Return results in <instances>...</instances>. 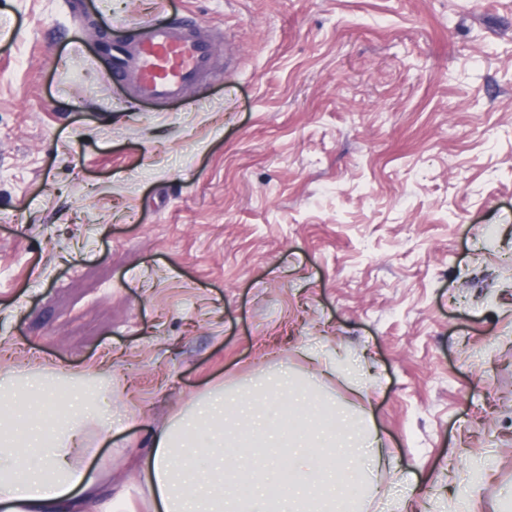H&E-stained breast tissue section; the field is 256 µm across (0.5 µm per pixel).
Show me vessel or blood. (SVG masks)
<instances>
[{
  "instance_id": "obj_1",
  "label": "vessel or blood",
  "mask_w": 512,
  "mask_h": 512,
  "mask_svg": "<svg viewBox=\"0 0 512 512\" xmlns=\"http://www.w3.org/2000/svg\"><path fill=\"white\" fill-rule=\"evenodd\" d=\"M213 61L211 39L184 17L145 22L138 37L112 42L113 80L141 99L184 97L210 71Z\"/></svg>"
}]
</instances>
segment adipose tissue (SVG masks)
Returning <instances> with one entry per match:
<instances>
[{
  "mask_svg": "<svg viewBox=\"0 0 512 512\" xmlns=\"http://www.w3.org/2000/svg\"><path fill=\"white\" fill-rule=\"evenodd\" d=\"M60 390L70 401L52 430L33 425L25 431L30 457L17 455L13 438H0V512H117L128 499L113 488L109 468L86 462L95 441L109 432L108 419L96 413L98 402L121 394L106 371L25 368L0 382V400L45 399ZM211 422L224 427V450L202 475L193 470L184 439ZM359 457L363 477L352 483L347 475ZM382 462L370 423L348 419L283 366L240 395L225 393L220 383L208 386L197 411L152 431L137 475L160 512H211L199 497L203 482L222 512H363L364 501L378 493L373 477ZM283 465L289 479L276 493Z\"/></svg>",
  "mask_w": 512,
  "mask_h": 512,
  "instance_id": "ef3b65f1",
  "label": "adipose tissue"
}]
</instances>
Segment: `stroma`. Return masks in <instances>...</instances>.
Listing matches in <instances>:
<instances>
[{"instance_id": "stroma-1", "label": "stroma", "mask_w": 512, "mask_h": 512, "mask_svg": "<svg viewBox=\"0 0 512 512\" xmlns=\"http://www.w3.org/2000/svg\"><path fill=\"white\" fill-rule=\"evenodd\" d=\"M165 9L0 0V375L128 385L89 464L135 512L146 427L280 366L377 427L380 492L512 512V0H178L215 66L139 100L100 45ZM298 354L305 359L318 362L323 368V373L335 377L338 374L351 389L357 391L365 389L367 379L362 372H343V367L347 362L345 353L336 350L333 353L321 355L306 346H302Z\"/></svg>"}]
</instances>
